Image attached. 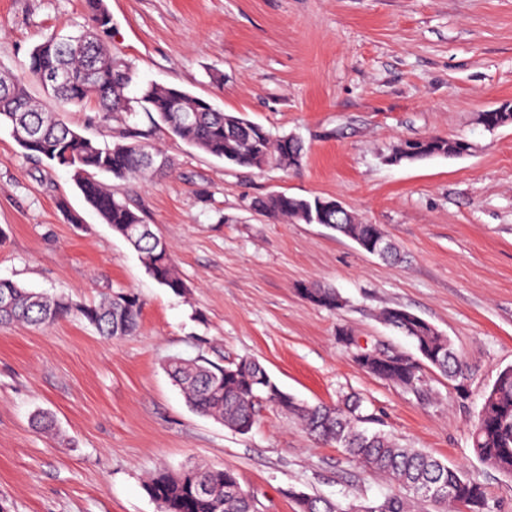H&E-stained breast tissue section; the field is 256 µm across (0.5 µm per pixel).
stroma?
<instances>
[{"mask_svg":"<svg viewBox=\"0 0 512 512\" xmlns=\"http://www.w3.org/2000/svg\"><path fill=\"white\" fill-rule=\"evenodd\" d=\"M104 39L147 84L183 88L272 134L301 138L299 170L252 171L206 155L139 111L127 125L95 108L68 119L99 142L148 133L163 170L111 179L168 245L188 290L158 284L66 169L30 157L0 127V279L91 305L132 292L135 335L108 340L88 322L0 327V512H164L148 474L232 469L260 512H299L297 493L348 507L391 483L261 407L238 434L196 412L166 371L170 357L257 359L285 392L315 405L359 395L370 428L421 448L512 512V476L481 461L471 421L512 366V124L481 112L512 101V0H105ZM85 0H0V67L24 74L32 49L85 23ZM460 139L467 154L393 163L400 140ZM283 192L342 200L399 245L391 264L321 224L250 209ZM79 223H72V216ZM335 288L328 309L300 294ZM388 307L448 336L470 368L466 391L432 370L423 402L365 373L357 344L414 353L379 319ZM54 428L41 432L36 414Z\"/></svg>","mask_w":512,"mask_h":512,"instance_id":"obj_1","label":"stroma"}]
</instances>
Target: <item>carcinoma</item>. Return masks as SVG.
<instances>
[{"instance_id": "1", "label": "carcinoma", "mask_w": 512, "mask_h": 512, "mask_svg": "<svg viewBox=\"0 0 512 512\" xmlns=\"http://www.w3.org/2000/svg\"><path fill=\"white\" fill-rule=\"evenodd\" d=\"M112 19L105 0H87L86 23L75 34H55L37 45L29 56L26 76L3 71L10 80L9 91L0 89V125L11 129L21 147L38 159H46L72 171V178L87 202L112 230L125 238L140 255L150 275L175 294L186 289L167 244L150 225L143 222L129 204L119 200L96 174L117 179L133 177L155 167L159 152L141 135H130L111 145L98 142L70 127L60 112H47L32 98L27 80L40 83L63 105L82 108L95 104L112 121L125 123L140 105L155 123L198 151L242 168L262 171L269 166L283 170L302 165L305 151L291 135L275 136L244 117L216 108L210 101L176 86L152 84L133 101L125 91L133 72L112 56L101 33L111 28ZM484 127L512 124V112H482ZM417 144L419 159L460 155L461 141L440 136L403 140L392 148L390 160H405L404 148ZM328 199L277 193L257 197L250 208L275 221L324 224L355 241L361 248L381 239L385 243L379 257L399 260L397 245L378 224H364L348 211L340 216L325 212L317 219L320 206ZM0 293L10 302L0 304V323L24 322L49 326L70 316L88 321L108 339L130 336L139 327L141 303L133 293H115L94 305H80L65 296L30 291L20 284L0 279ZM309 302L337 309L342 299L336 289L313 284L301 288ZM382 318L403 332L414 343L419 357L399 351L364 348L356 361L367 373L390 381L409 392L427 395L423 366L429 365L460 390L467 388L469 372L448 337L432 324L403 309L388 308ZM168 371L197 412L224 421L228 428L245 434L256 417L258 398L297 416L306 431L342 448L347 458L385 476L398 493L380 504L338 505L304 493L297 494L301 512H410L414 501H425L437 512H489L483 488L467 480L456 468L419 449L400 445L391 436L361 427L367 420L358 400L345 402V408L308 405L283 392L265 368L253 359H242L228 366L202 355L186 362L170 361ZM478 457L512 475V367L504 368L483 401L471 433ZM204 481L211 493L196 491ZM147 491L161 502L166 512H257L254 499L243 490L235 473L227 468H195L186 473L163 472L153 475Z\"/></svg>"}]
</instances>
